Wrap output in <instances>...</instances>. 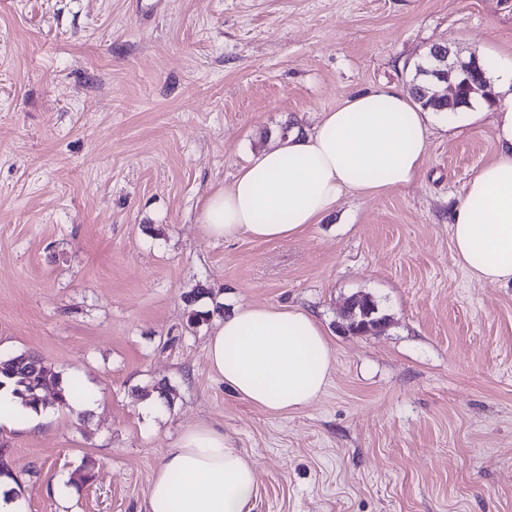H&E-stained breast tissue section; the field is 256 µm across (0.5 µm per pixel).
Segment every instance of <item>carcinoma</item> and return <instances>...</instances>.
I'll return each mask as SVG.
<instances>
[{
	"instance_id": "obj_1",
	"label": "carcinoma",
	"mask_w": 512,
	"mask_h": 512,
	"mask_svg": "<svg viewBox=\"0 0 512 512\" xmlns=\"http://www.w3.org/2000/svg\"><path fill=\"white\" fill-rule=\"evenodd\" d=\"M208 295L210 291L206 288H196L184 295V300L190 307L188 312L190 328L197 329L208 323L209 312L192 308V305ZM8 382L13 385L22 403L36 412L39 411L40 406L44 405L42 392L48 387L55 389V401L58 406L65 409L71 408V403L78 400L83 393V388L75 383L67 389L64 388L58 373L44 364L41 359L25 353L0 361V387Z\"/></svg>"
}]
</instances>
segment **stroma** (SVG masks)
Returning <instances> with one entry per match:
<instances>
[{"mask_svg":"<svg viewBox=\"0 0 512 512\" xmlns=\"http://www.w3.org/2000/svg\"><path fill=\"white\" fill-rule=\"evenodd\" d=\"M512 54V0H0V359L94 387L73 417L0 429L27 512H147L198 423L256 462L253 512H512V284L455 257L451 209L493 158L491 117L429 130L417 181L348 194L298 238L224 241L197 216L282 130L429 47ZM208 288L209 324L185 294ZM371 296L384 330L347 329ZM239 304L300 307L332 350L325 391L280 414L236 397L206 340ZM168 381L163 414L156 387ZM95 477L82 482L85 470Z\"/></svg>","mask_w":512,"mask_h":512,"instance_id":"35a3bbf8","label":"stroma"}]
</instances>
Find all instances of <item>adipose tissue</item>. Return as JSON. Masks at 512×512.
Listing matches in <instances>:
<instances>
[{
  "label": "adipose tissue",
  "mask_w": 512,
  "mask_h": 512,
  "mask_svg": "<svg viewBox=\"0 0 512 512\" xmlns=\"http://www.w3.org/2000/svg\"><path fill=\"white\" fill-rule=\"evenodd\" d=\"M502 102L494 110L495 159L472 177L453 209L450 235L459 263L480 280L512 282V58L482 50ZM472 118L427 112L390 84L356 91L323 113L312 133H293L252 157L233 183L213 191L198 215L204 232L233 240L301 235L350 192L379 196L409 186L427 156V131ZM209 367L236 396L286 413L311 404L327 386L332 354L321 324L298 307L242 304L206 344ZM256 463L221 429L202 423L165 449L148 512H251Z\"/></svg>",
  "instance_id": "ef3b65f1"
}]
</instances>
